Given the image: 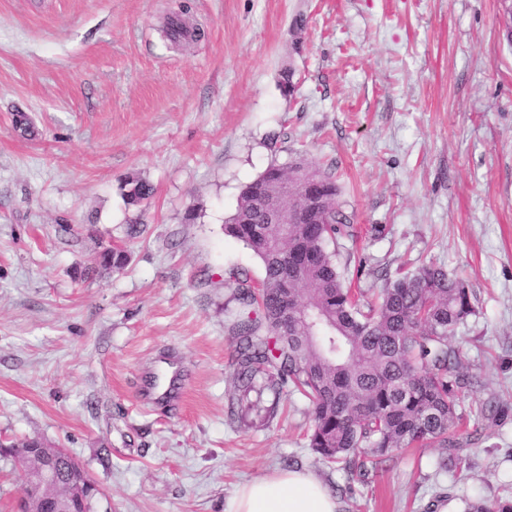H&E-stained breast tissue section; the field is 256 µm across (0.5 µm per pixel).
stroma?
Instances as JSON below:
<instances>
[{
	"label": "stroma",
	"mask_w": 512,
	"mask_h": 512,
	"mask_svg": "<svg viewBox=\"0 0 512 512\" xmlns=\"http://www.w3.org/2000/svg\"><path fill=\"white\" fill-rule=\"evenodd\" d=\"M178 3L0 0V443L65 449L100 490L92 512H227L239 484L292 468L341 512L512 496L500 0H192L205 35L176 44ZM299 159L336 176L351 224L328 250L353 286L431 260L470 288L476 313L451 343L482 380L458 403L479 439L459 468L412 447L361 477L310 448L300 394L267 419L239 391L229 277L264 270L224 224L246 183ZM131 176L154 188L140 212L121 196ZM103 243L129 265L75 279ZM173 365L190 376L183 405L142 404L141 383Z\"/></svg>",
	"instance_id": "obj_1"
}]
</instances>
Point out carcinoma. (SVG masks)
I'll list each match as a JSON object with an SVG mask.
<instances>
[{
  "mask_svg": "<svg viewBox=\"0 0 512 512\" xmlns=\"http://www.w3.org/2000/svg\"><path fill=\"white\" fill-rule=\"evenodd\" d=\"M287 174L268 166L242 190L236 213L224 225L264 269L255 286L237 280L233 295L241 307L231 326L235 380L244 392L256 393L249 409L274 415L277 404L264 406V391L278 396L290 384L310 403V446L326 461L365 472L397 448L429 444L442 449L439 471L452 469L478 436L476 429L456 431L459 396L479 380L463 369L460 349L450 344L475 313L470 289L430 262L387 282L375 300L362 301V293L344 285L327 250L350 223L341 209L285 228L266 223L251 207L255 189ZM318 176L314 190L338 201L334 176L321 170ZM121 191L134 208L153 195L139 177L127 178ZM129 262L126 248L108 245L95 271H120ZM36 444L30 438L0 445V461L18 463L25 448ZM468 512H512V499L473 502Z\"/></svg>",
  "mask_w": 512,
  "mask_h": 512,
  "instance_id": "carcinoma-1",
  "label": "carcinoma"
}]
</instances>
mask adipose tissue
Returning a JSON list of instances; mask_svg holds the SVG:
<instances>
[{
	"label": "adipose tissue",
	"mask_w": 512,
	"mask_h": 512,
	"mask_svg": "<svg viewBox=\"0 0 512 512\" xmlns=\"http://www.w3.org/2000/svg\"><path fill=\"white\" fill-rule=\"evenodd\" d=\"M323 483L304 470H280L240 485L229 512H339Z\"/></svg>",
	"instance_id": "obj_1"
}]
</instances>
